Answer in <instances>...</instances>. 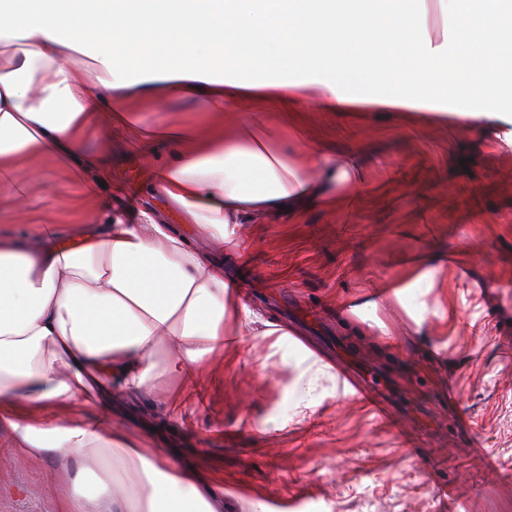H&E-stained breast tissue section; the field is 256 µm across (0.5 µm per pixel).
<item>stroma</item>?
I'll return each mask as SVG.
<instances>
[{"mask_svg":"<svg viewBox=\"0 0 512 512\" xmlns=\"http://www.w3.org/2000/svg\"><path fill=\"white\" fill-rule=\"evenodd\" d=\"M287 147L354 153L364 162L357 201L308 211L291 224H233L239 246L217 245L184 223L157 189L155 154L113 135L89 143L108 156L99 191L113 211L141 212L221 266L241 285L251 316L204 366L203 385L185 401L166 384L171 409L130 398L112 422L146 435V445L224 481L235 512L251 502L300 500L296 512H512V124L485 144L461 121L415 126L397 112L302 113ZM20 210L0 200V232L26 234L37 217L81 231L90 204L73 175L47 167ZM458 249L462 265L436 275L415 326L380 285H404L416 255ZM378 305L369 327L352 306ZM297 338L273 349L252 316ZM386 397L399 428L342 393L337 362ZM309 371L319 404L305 420L290 413L289 384ZM58 468L22 462L0 432V512H60L50 490Z\"/></svg>","mask_w":512,"mask_h":512,"instance_id":"1","label":"stroma"}]
</instances>
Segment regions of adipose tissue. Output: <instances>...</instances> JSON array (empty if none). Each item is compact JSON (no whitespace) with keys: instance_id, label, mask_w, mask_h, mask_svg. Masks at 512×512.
Returning <instances> with one entry per match:
<instances>
[{"instance_id":"ef3b65f1","label":"adipose tissue","mask_w":512,"mask_h":512,"mask_svg":"<svg viewBox=\"0 0 512 512\" xmlns=\"http://www.w3.org/2000/svg\"><path fill=\"white\" fill-rule=\"evenodd\" d=\"M512 0H0V194L19 209L25 170L64 160L86 184L88 146L121 128L170 143L159 185L226 246L232 224L299 220L356 195L357 155L284 141L297 112L377 106L468 112L490 136L512 121ZM190 99L207 123L144 126ZM255 103L224 125L217 112ZM280 123H270L269 111ZM221 268L150 214L92 208L76 237L35 224L0 236V431L19 460H58L62 512H231L224 486L97 419L114 390L198 391L240 316Z\"/></svg>"}]
</instances>
